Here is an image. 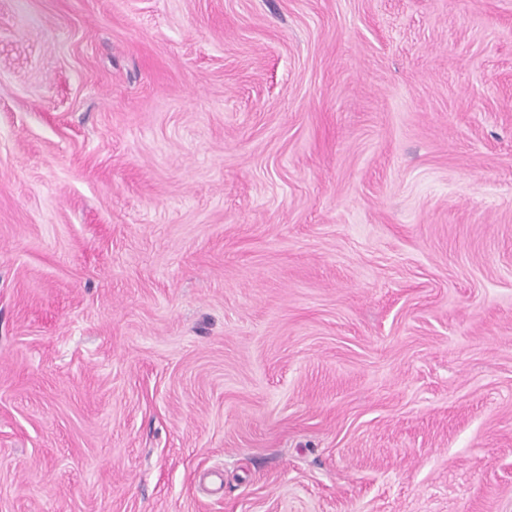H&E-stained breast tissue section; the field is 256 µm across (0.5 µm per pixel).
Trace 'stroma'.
Segmentation results:
<instances>
[{
	"instance_id": "stroma-1",
	"label": "stroma",
	"mask_w": 512,
	"mask_h": 512,
	"mask_svg": "<svg viewBox=\"0 0 512 512\" xmlns=\"http://www.w3.org/2000/svg\"><path fill=\"white\" fill-rule=\"evenodd\" d=\"M0 512H512V0H0Z\"/></svg>"
}]
</instances>
